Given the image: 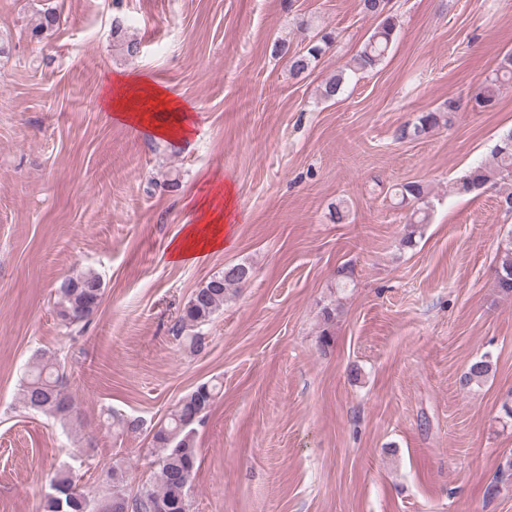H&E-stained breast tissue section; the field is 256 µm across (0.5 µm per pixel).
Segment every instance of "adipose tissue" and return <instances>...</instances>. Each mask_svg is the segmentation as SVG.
Returning <instances> with one entry per match:
<instances>
[{
  "mask_svg": "<svg viewBox=\"0 0 512 512\" xmlns=\"http://www.w3.org/2000/svg\"><path fill=\"white\" fill-rule=\"evenodd\" d=\"M101 105L120 122L148 129L156 138L178 146L187 145L195 133L192 104L143 76L115 75ZM207 185L206 192L190 202L192 222L168 247L173 263L205 259L223 251L233 237L232 186L218 175L208 179Z\"/></svg>",
  "mask_w": 512,
  "mask_h": 512,
  "instance_id": "1",
  "label": "adipose tissue"
}]
</instances>
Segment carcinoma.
<instances>
[{
    "instance_id": "1",
    "label": "carcinoma",
    "mask_w": 512,
    "mask_h": 512,
    "mask_svg": "<svg viewBox=\"0 0 512 512\" xmlns=\"http://www.w3.org/2000/svg\"><path fill=\"white\" fill-rule=\"evenodd\" d=\"M389 0H360L362 12L374 20L375 27L352 62L337 71L322 85L320 94L325 100L341 96L347 83V72H367L376 69L385 59L399 26L397 16L388 8ZM60 16L46 10L39 14L30 28L31 38L41 40L58 27ZM113 47L122 55L133 57L139 53V42L128 36L121 24L112 27ZM331 34L325 32L314 36L305 51H295L288 57L290 71L300 76L306 73L313 62L330 48ZM499 94V79L489 80L477 87L470 96L475 110H486L496 104ZM460 101L450 97L443 106L429 110L418 121L406 125L402 137H421L447 121V114L457 112ZM495 162L471 169L457 181L460 193L480 190L488 184L512 181V132L503 136L494 148ZM398 204L410 210V231L405 242L420 224L429 221L426 206L427 191L418 182H407L394 189ZM499 291L512 296V236L505 239L499 252L495 270ZM250 277V268L243 264L224 266L199 289L195 290L180 317V329L198 327L208 322L224 305L229 290L244 284ZM104 295L103 282L93 272H81L64 280L59 288L58 315L68 325L86 320L100 305ZM66 367L55 356L42 354L25 373L23 404L26 408L50 415L62 422L72 412V401L65 393ZM491 371L490 360L481 357L473 361L463 373L461 384L471 387L479 384ZM219 384L205 381L197 384L181 398L168 414L167 421L160 423L152 435L153 447L159 449L157 479L144 484L134 497L125 492V471L112 467L106 472L108 492L93 495L84 490L69 468H59L50 477L52 493L46 496L44 512H190V491L196 472L198 448L195 443V424L210 411Z\"/></svg>"
}]
</instances>
